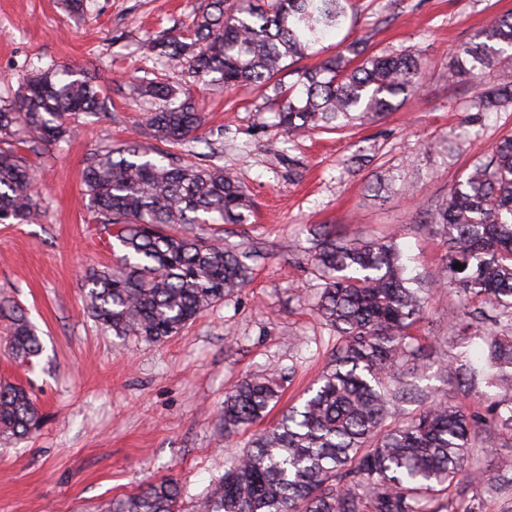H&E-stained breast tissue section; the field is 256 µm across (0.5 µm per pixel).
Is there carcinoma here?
I'll list each match as a JSON object with an SVG mask.
<instances>
[{"mask_svg": "<svg viewBox=\"0 0 512 512\" xmlns=\"http://www.w3.org/2000/svg\"><path fill=\"white\" fill-rule=\"evenodd\" d=\"M350 0H211L197 15L193 38L166 32L148 44L162 61L202 87L253 84L272 89L278 126L290 137L335 131L380 118L415 91L427 67L415 50L366 53L353 41L312 69H287L349 19ZM512 49V14L494 16L462 45L448 82L474 89L471 109L512 107V82L484 74ZM295 77L285 82L283 72ZM152 105L146 125L158 145L102 147L87 158L84 193L94 223L116 239L111 267L83 276L87 315L114 336L161 343L200 313L246 286V256L223 240L178 231L190 224H246L254 202L220 166L188 159L204 116L183 88L132 86ZM106 94L86 71L49 67L23 79L13 106L0 108V221L32 224L40 217L35 172L20 147L35 153L71 134V118L104 110ZM432 223L448 238L441 274L460 297H481L509 309L512 321V135L474 161ZM313 260L323 279L316 310L340 346L302 401L277 424L252 434L247 449L207 493L203 512H424L423 503L465 478L480 418L462 406L436 403L385 427L403 392L383 386L425 354L409 330L422 317L429 289L405 277L396 238L345 242L320 234ZM464 269L454 268V264ZM512 424V336L488 341ZM7 350L17 359L40 355L35 328L14 318ZM273 377H248L224 398L228 437L262 421L280 400ZM41 415L22 385L0 384V435L23 439ZM173 478L112 500V512H180Z\"/></svg>", "mask_w": 512, "mask_h": 512, "instance_id": "carcinoma-1", "label": "carcinoma"}]
</instances>
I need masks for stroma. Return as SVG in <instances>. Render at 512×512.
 <instances>
[{
  "mask_svg": "<svg viewBox=\"0 0 512 512\" xmlns=\"http://www.w3.org/2000/svg\"><path fill=\"white\" fill-rule=\"evenodd\" d=\"M208 2L91 0L76 15L63 0H0V105L14 102L22 77L54 65L88 69L110 98L107 111L80 117L68 141L32 156L41 220L0 222V303L17 304L43 345L31 360L10 357L12 320L0 313V381L23 384L42 414L28 438H0V512H109L116 496L165 478L179 483L181 512H199L250 440L225 437V393L256 372L281 375V399L262 422L271 427L336 351L335 331L315 310L322 280L311 256L324 224L345 241L397 234L408 274L429 282L427 310L411 329L428 357L400 377L399 419L437 402L484 416L501 399L485 340L512 330L495 307L478 298L462 305L435 282L448 246L430 215L469 164L512 135V110L475 117L472 88L448 83L456 47L488 17L512 13V0H355L352 23L304 66L358 39L377 53L421 50L428 63L415 94L372 123L290 138L275 125L270 90H195L214 163L255 203L249 223L210 228L248 252L251 281L163 343L112 336L86 315L85 267L114 260L90 220L86 160L105 145L150 144L148 106L127 82L185 84L184 71L147 45L189 32ZM406 184L415 188L407 200ZM476 444L467 466L485 482H459L449 497L474 512H512V472L500 467L512 457V429L480 427Z\"/></svg>",
  "mask_w": 512,
  "mask_h": 512,
  "instance_id": "stroma-1",
  "label": "stroma"
}]
</instances>
